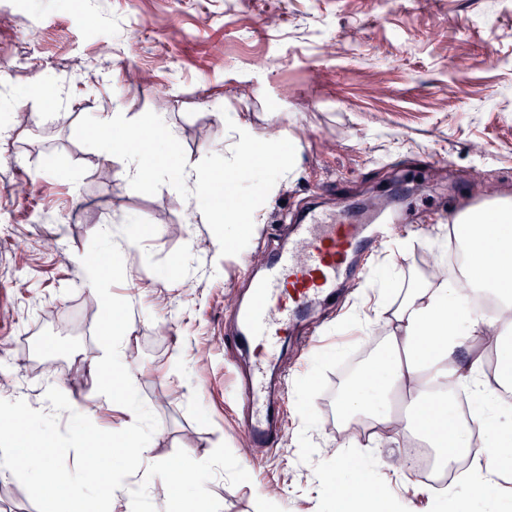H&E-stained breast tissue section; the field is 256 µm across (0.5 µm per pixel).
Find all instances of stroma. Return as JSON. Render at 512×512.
I'll use <instances>...</instances> for the list:
<instances>
[{
  "instance_id": "1",
  "label": "stroma",
  "mask_w": 512,
  "mask_h": 512,
  "mask_svg": "<svg viewBox=\"0 0 512 512\" xmlns=\"http://www.w3.org/2000/svg\"><path fill=\"white\" fill-rule=\"evenodd\" d=\"M47 77L59 93L27 100L30 129L0 143V374L30 377L0 386V399L37 407L53 382L96 404L97 427L122 430L123 406L96 403L87 364L104 311L74 256L111 255L99 225L121 236L139 224L106 286L132 329L125 360L158 428L124 480L133 496H117L112 512H159L174 459L204 469L218 512H337L336 483L364 473L413 512H438L437 487L393 465L402 439L332 456L343 441L336 396L347 365L385 354L383 328L363 327V315L452 252L445 210L512 199V0H0V97ZM117 104L141 118L163 108L179 131L175 155L193 157L226 143L217 107L251 112L292 167L278 198H249L264 221L221 272L210 267L220 228L193 218L183 188L123 182L121 158L101 156L89 120ZM315 200L364 221L404 217L403 245L365 285L312 309L322 332L311 344L277 350L282 432L257 448L232 398L249 368L232 341L235 303L249 294L242 272L262 253L263 228ZM502 459L469 512H512V451Z\"/></svg>"
}]
</instances>
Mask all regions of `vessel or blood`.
<instances>
[{"label":"vessel or blood","instance_id":"1","mask_svg":"<svg viewBox=\"0 0 512 512\" xmlns=\"http://www.w3.org/2000/svg\"><path fill=\"white\" fill-rule=\"evenodd\" d=\"M385 241L383 232L348 213H313L293 225L289 245L272 249L249 300L236 313L238 347L246 350L288 335L292 323L301 320L315 302L334 296L337 281L356 255H375ZM242 399L251 412L247 421L251 440L270 447L278 437L279 424L270 411L262 360L252 362Z\"/></svg>","mask_w":512,"mask_h":512}]
</instances>
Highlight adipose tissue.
<instances>
[{
    "label": "adipose tissue",
    "mask_w": 512,
    "mask_h": 512,
    "mask_svg": "<svg viewBox=\"0 0 512 512\" xmlns=\"http://www.w3.org/2000/svg\"><path fill=\"white\" fill-rule=\"evenodd\" d=\"M219 120L229 141L221 165L206 169L190 157L171 164L170 147L178 133L162 114L147 122L117 110L96 117L102 155L115 151L118 132L134 130L141 136L143 149L125 152V181L162 179L177 171L180 184L193 188L200 220L223 226V237L214 242L212 269L216 272L228 249L241 246L244 230L239 213H247L251 222L259 220L255 208L214 198L219 179L253 177V191L267 199L276 197L286 180L283 161L271 143H259L248 115L228 112L220 114ZM491 222L493 232L478 247L470 244L464 225H454L455 238L464 243L469 258L460 273L408 289L397 305L376 309L387 328L386 357L346 386L336 403L341 425L356 422L362 427L361 432L347 435L348 447L374 448L402 430L415 428L442 454L471 455V475L449 493L452 504L482 498L501 459L499 450L512 436V405L502 396L503 388L512 385V203L498 206ZM130 333L120 315H112L103 331V352L89 364L102 382V400H111L129 377L122 343ZM482 343L496 352L503 365L492 381L484 375V352L478 349ZM452 374L460 385L475 387L487 401V412L474 422L448 413L445 395ZM344 500L340 512H410L403 502L385 500L382 487L374 482L351 491Z\"/></svg>",
    "instance_id": "1"
}]
</instances>
